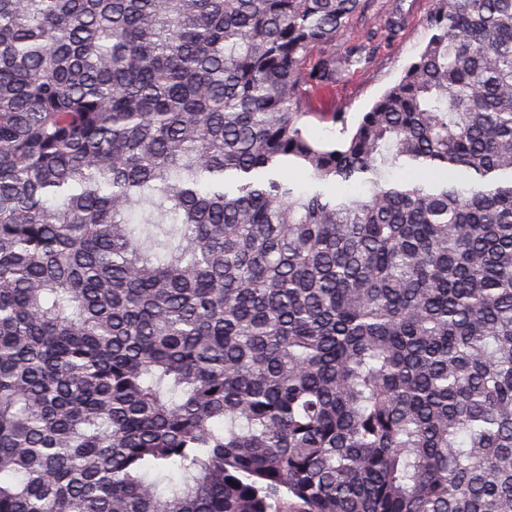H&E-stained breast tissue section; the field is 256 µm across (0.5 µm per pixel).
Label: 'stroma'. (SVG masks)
I'll use <instances>...</instances> for the list:
<instances>
[{"mask_svg":"<svg viewBox=\"0 0 512 512\" xmlns=\"http://www.w3.org/2000/svg\"><path fill=\"white\" fill-rule=\"evenodd\" d=\"M431 0H369L364 12L355 14L336 43V55L350 45L362 44L367 53L361 64L342 72L330 87L311 95L312 116L307 127L316 138L336 139L342 126H354L363 112L401 75L404 66L430 37ZM399 17L400 29L389 36L384 28L390 17ZM338 112L344 125L322 121L321 113Z\"/></svg>","mask_w":512,"mask_h":512,"instance_id":"1","label":"stroma"}]
</instances>
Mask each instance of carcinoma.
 I'll return each mask as SVG.
<instances>
[{
  "instance_id": "obj_1",
  "label": "carcinoma",
  "mask_w": 512,
  "mask_h": 512,
  "mask_svg": "<svg viewBox=\"0 0 512 512\" xmlns=\"http://www.w3.org/2000/svg\"><path fill=\"white\" fill-rule=\"evenodd\" d=\"M361 2L0 0V512H512V0ZM430 11V0H369L365 11L349 22L334 50L337 58L350 45H366L365 60L342 72L327 89L313 92L309 112H340L347 127H353L427 43ZM393 16L400 17L401 27L391 38L384 25Z\"/></svg>"
}]
</instances>
